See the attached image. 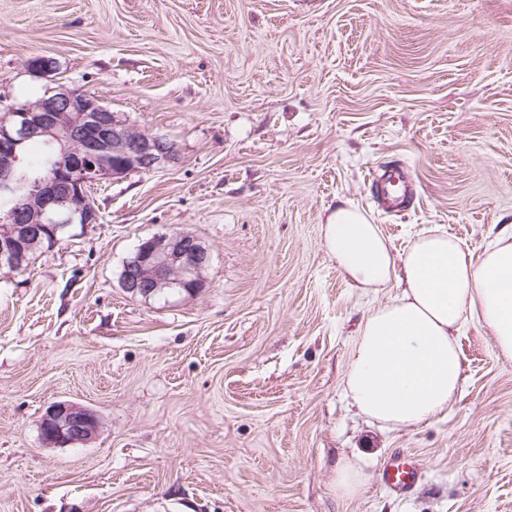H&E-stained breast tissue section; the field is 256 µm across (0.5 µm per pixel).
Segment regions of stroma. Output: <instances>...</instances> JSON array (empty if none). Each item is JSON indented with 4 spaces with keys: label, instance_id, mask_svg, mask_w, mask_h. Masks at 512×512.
Segmentation results:
<instances>
[{
    "label": "stroma",
    "instance_id": "35a3bbf8",
    "mask_svg": "<svg viewBox=\"0 0 512 512\" xmlns=\"http://www.w3.org/2000/svg\"><path fill=\"white\" fill-rule=\"evenodd\" d=\"M61 85L179 161L95 185L97 223L0 271V512H512V361L469 323L446 414L357 416L358 324L396 289L354 287L321 236L343 203L398 252L512 227V0H0V110ZM397 163L417 195L388 214ZM175 232L210 250L201 288L127 293L134 246ZM57 400L96 412L89 442L43 443ZM374 185L380 206L387 212H402L415 200L413 183L400 166L386 167ZM419 466L408 456L396 455L387 464L383 472L384 484L395 490H406L419 478ZM362 485V473L358 464L346 460L336 468V492L342 497L356 495Z\"/></svg>",
    "mask_w": 512,
    "mask_h": 512
}]
</instances>
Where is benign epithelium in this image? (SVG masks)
Returning a JSON list of instances; mask_svg holds the SVG:
<instances>
[{"label": "benign epithelium", "instance_id": "obj_1", "mask_svg": "<svg viewBox=\"0 0 512 512\" xmlns=\"http://www.w3.org/2000/svg\"><path fill=\"white\" fill-rule=\"evenodd\" d=\"M73 133L62 146L53 169L19 191L15 173L21 152L31 142L50 144ZM176 160L173 145L138 131L93 95L61 86L50 96L0 112V195L15 199L14 209L0 214V268L23 269L24 241L49 224L62 230L90 223L97 210L88 188L129 172H151ZM209 248L188 233L156 234L131 252L122 278L125 290L149 298L165 288L198 287L210 262ZM100 424L90 408L68 400L51 403L41 422L45 444L89 442Z\"/></svg>", "mask_w": 512, "mask_h": 512}]
</instances>
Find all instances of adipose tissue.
<instances>
[{
  "instance_id": "adipose-tissue-1",
  "label": "adipose tissue",
  "mask_w": 512,
  "mask_h": 512,
  "mask_svg": "<svg viewBox=\"0 0 512 512\" xmlns=\"http://www.w3.org/2000/svg\"><path fill=\"white\" fill-rule=\"evenodd\" d=\"M322 232L327 253L358 287L397 286L357 329L343 391L359 415L394 429L447 412L461 380L456 334L466 321L512 360V230L475 256L434 227L397 255L379 225L343 206Z\"/></svg>"
}]
</instances>
